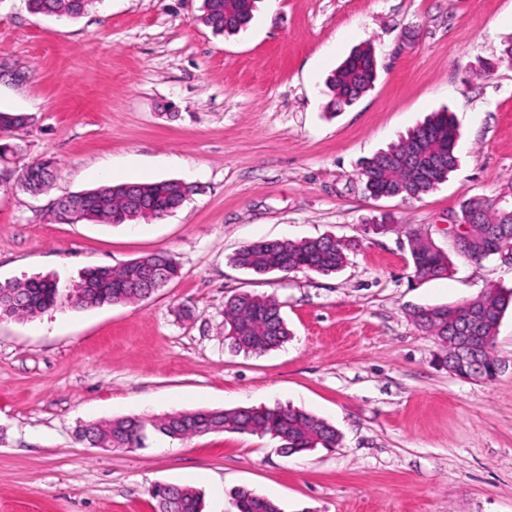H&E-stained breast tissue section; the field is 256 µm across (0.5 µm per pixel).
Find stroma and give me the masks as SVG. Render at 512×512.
Instances as JSON below:
<instances>
[{"instance_id": "stroma-1", "label": "stroma", "mask_w": 512, "mask_h": 512, "mask_svg": "<svg viewBox=\"0 0 512 512\" xmlns=\"http://www.w3.org/2000/svg\"><path fill=\"white\" fill-rule=\"evenodd\" d=\"M202 0H96L81 17L0 0V132L12 167L52 159L49 188L0 187V284L162 253L181 274L138 304L0 316V512H154L158 483L235 512L245 488L283 512H512V311L494 380L450 373L414 308L512 287V265L460 255L461 202L512 185V0H260L250 26L217 35ZM378 79L327 109L325 80L356 46ZM494 63L490 75L480 65ZM458 166L417 199L375 198L359 164L441 109ZM175 179L193 193L159 220L60 224L57 202L112 181ZM395 231L377 234L381 219ZM447 253L415 277L408 230ZM350 242L330 275L254 276L232 262L257 240ZM276 298L292 332L266 354L224 342V303ZM290 404L326 420L336 448L286 455L270 435L213 432L105 451L80 426L174 411Z\"/></svg>"}]
</instances>
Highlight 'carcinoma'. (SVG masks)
<instances>
[{
    "label": "carcinoma",
    "mask_w": 512,
    "mask_h": 512,
    "mask_svg": "<svg viewBox=\"0 0 512 512\" xmlns=\"http://www.w3.org/2000/svg\"><path fill=\"white\" fill-rule=\"evenodd\" d=\"M35 14L74 19L85 13L92 0H27ZM259 0H202L200 22L217 34H236L253 19ZM377 78L371 48L354 49L326 80L330 105L338 109L350 106L369 91ZM29 117L21 113L0 112V131L21 128ZM458 127L447 112H438L410 130L398 143L365 160L358 172L365 189L374 197L416 199L448 180L457 165L455 145ZM420 156L426 165L416 167L410 155ZM55 162L42 160L29 164L20 186L32 193L43 191L52 182ZM192 189L177 180L149 183L129 182L102 185L79 194L76 210L56 205L60 223L99 222L125 224L140 219H161L180 208ZM497 198L471 197L464 200L455 217H474L469 240L458 253L481 262L509 253L512 239L494 238L491 228H506L512 233V211L496 204ZM411 259L414 275L432 279L451 268L444 252L420 234L411 232ZM347 261L346 245L330 236L300 241L260 240L239 249L233 263L255 275L274 272L288 274L310 271L330 274ZM180 267L162 254L135 258L119 267L90 268L69 296L75 308L103 305H134L178 278ZM56 285L45 279L0 285V315L29 317L57 306ZM512 305V289L493 288L456 305L419 307L412 311L414 323L442 343L448 331L460 325L470 308L484 313L481 335L487 352L480 379H492L500 371L493 355L499 320ZM291 333L281 313V304L273 297L239 292L224 302V340L246 354L261 355L288 342ZM234 431L271 434L285 442L284 453L293 455L321 447L339 445L336 428L326 421L291 406L242 408L236 410L179 411L156 419L127 416L92 421L81 427L79 438L101 448L135 450L145 447L148 436L159 433L172 440H185L211 432ZM156 512H202L199 494L190 487L156 485L150 492ZM237 512H282L278 504L247 489L234 493Z\"/></svg>",
    "instance_id": "cac0c4a2"
}]
</instances>
